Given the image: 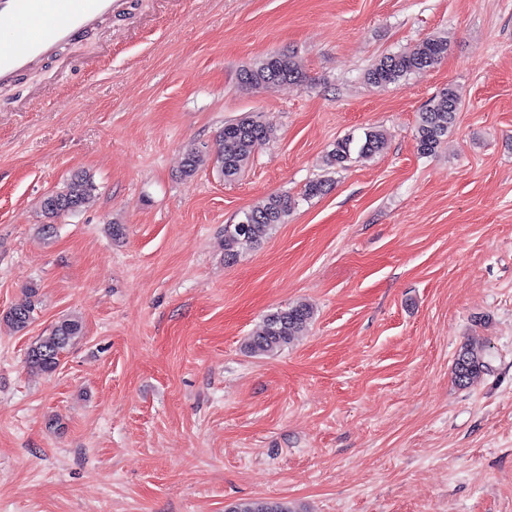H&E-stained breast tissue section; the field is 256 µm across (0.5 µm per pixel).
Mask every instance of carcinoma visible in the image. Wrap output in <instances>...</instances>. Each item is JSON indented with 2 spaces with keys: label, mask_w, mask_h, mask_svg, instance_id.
<instances>
[{
  "label": "carcinoma",
  "mask_w": 512,
  "mask_h": 512,
  "mask_svg": "<svg viewBox=\"0 0 512 512\" xmlns=\"http://www.w3.org/2000/svg\"><path fill=\"white\" fill-rule=\"evenodd\" d=\"M448 38L428 37L415 46L385 55L375 60L366 70L368 83L377 87L398 84L410 74L431 68L448 54ZM241 84L255 88L265 84L301 81L302 73L292 56L272 53L240 71ZM462 96L457 87L450 85L420 113L415 132L417 151L430 156L436 152L448 131L454 126ZM270 136V127L256 115H246L224 124L211 148L190 147L184 153L182 174L189 178L207 164H214L227 181L234 180L248 164L255 149ZM386 133L368 127L361 135H348L330 145L325 158L330 168H345L350 163L371 158L382 148ZM328 179H314L306 183L302 197L312 199L328 192ZM96 186L87 174L75 175L61 190L41 200V212L50 227L59 219L58 209L80 210L92 196ZM295 207V200L288 194H274L244 212L235 224L224 225V251L233 259L246 248L254 247L268 238L280 224L285 223ZM39 285L25 289V298L11 307L5 320L16 330H25L33 320L38 304ZM314 308L307 302H298L267 314L262 325L245 342L247 352L254 355H274L287 348L309 325ZM83 335V322L77 316L59 320L52 330L40 337L28 350L26 364L44 374L54 373L62 353ZM490 369L489 354L485 347L463 345L454 361L455 380L465 386ZM228 512H303L290 501L239 500L230 505Z\"/></svg>",
  "instance_id": "carcinoma-1"
}]
</instances>
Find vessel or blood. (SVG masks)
<instances>
[{
  "mask_svg": "<svg viewBox=\"0 0 512 512\" xmlns=\"http://www.w3.org/2000/svg\"><path fill=\"white\" fill-rule=\"evenodd\" d=\"M119 0H0V81L36 65L108 17Z\"/></svg>",
  "mask_w": 512,
  "mask_h": 512,
  "instance_id": "vessel-or-blood-1",
  "label": "vessel or blood"
}]
</instances>
